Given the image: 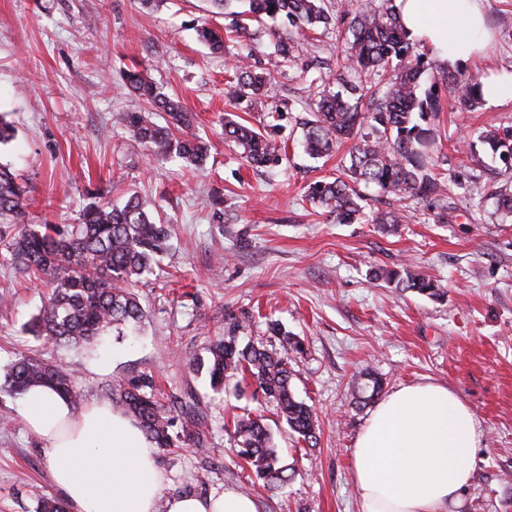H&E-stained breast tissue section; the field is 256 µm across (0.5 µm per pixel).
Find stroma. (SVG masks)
I'll list each match as a JSON object with an SVG mask.
<instances>
[{
	"label": "stroma",
	"mask_w": 512,
	"mask_h": 512,
	"mask_svg": "<svg viewBox=\"0 0 512 512\" xmlns=\"http://www.w3.org/2000/svg\"><path fill=\"white\" fill-rule=\"evenodd\" d=\"M482 5L494 41L461 74H511L512 0ZM204 21L220 32L230 24L211 0H165L153 12L139 0H0V113L16 129L0 162L33 191L30 223L62 230L89 201L120 204L136 190L176 228L163 275L134 286L142 326L78 349L27 333L47 289L0 265V369L23 352L62 361L89 404L111 399L114 380L141 372L159 380L165 404L196 398L202 445L158 453L172 493L246 484L251 470L231 451L233 421L264 414L296 474L283 489L257 493L261 512H358L352 448L370 410L355 404L351 385L362 370L381 377L387 393L441 384L471 407L482 434L472 481L449 512H512V223L487 198L491 158L470 138L512 126V101L467 112L439 73L426 74L442 106L436 171L455 184L447 222L421 204L394 232L340 224L304 199L310 183L334 176L340 158L314 159L300 146L307 100L296 68L255 22L254 38L229 37L225 53H211L195 31ZM247 51L273 76L280 115L226 104L229 63ZM147 65L163 93L195 113L211 145L203 168L155 158L115 125L118 112L148 110L122 87L125 70ZM228 110L256 127L275 125L287 161L264 173L248 168L224 141ZM212 195L224 198L226 224L203 204ZM394 265L425 271L443 299L370 281V270ZM229 313L243 323L241 339L263 337L272 318L301 340L290 355L292 389L315 408L317 446L298 440L254 383L217 394L188 367L223 333ZM18 408L0 396V415L11 419L0 428V512H34L30 487L52 489L45 446Z\"/></svg>",
	"instance_id": "obj_1"
}]
</instances>
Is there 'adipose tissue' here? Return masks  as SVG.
<instances>
[{"instance_id":"adipose-tissue-1","label":"adipose tissue","mask_w":512,"mask_h":512,"mask_svg":"<svg viewBox=\"0 0 512 512\" xmlns=\"http://www.w3.org/2000/svg\"><path fill=\"white\" fill-rule=\"evenodd\" d=\"M411 39L457 69L490 39L482 0H395ZM19 412L45 444L55 493L67 512H260L256 498L224 488L166 494L155 446L131 418L97 401L75 412L69 399L35 386ZM481 433L471 408L433 382L389 392L353 448L360 512H448L471 481Z\"/></svg>"}]
</instances>
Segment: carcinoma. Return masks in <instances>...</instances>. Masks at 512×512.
Segmentation results:
<instances>
[{
	"label": "carcinoma",
	"instance_id": "obj_1",
	"mask_svg": "<svg viewBox=\"0 0 512 512\" xmlns=\"http://www.w3.org/2000/svg\"><path fill=\"white\" fill-rule=\"evenodd\" d=\"M232 16L234 31L247 35L246 21L281 19L291 30L275 31L276 52L287 62L304 56L294 32L307 27H340L351 16L343 54L336 59V83L330 77L309 84L312 106L303 119V148L314 157L327 156L345 142L351 143L349 161L336 177L309 185L306 199L328 209L336 222L362 220L387 230L404 221L400 210L363 212L360 185H376L381 195L394 196L405 207L427 202L448 213V186L433 172L432 149L436 131L432 119L439 108L433 89L422 88L431 69L443 74L458 93L461 106L474 111L483 104L479 77L459 78L453 71L417 49L395 12L393 0H371L364 9L348 0L350 9L330 13L327 0H248V9L231 10L234 0H211ZM201 41L219 52L222 37L207 25L197 28ZM241 55L226 94L237 103L273 111L270 74ZM127 93L167 115L166 124L153 122L143 112H122L117 122L153 155L175 158L186 167L198 168L206 160L208 146L195 132L196 119L177 100L167 97L148 73L136 68L123 74ZM224 136L241 150V157L255 169L274 168L283 161L282 147L265 128L248 126L224 118ZM478 139L491 154L512 168V129L480 132ZM29 185L10 167L0 165V263L22 275L43 282L48 291L43 305L27 324L29 332L49 343L78 348L91 345L118 326L136 325L144 318L139 298L131 284L160 267V256L173 237L174 226L154 217L155 201L130 195L121 206L88 204L80 222L58 232L48 224L27 222L32 205ZM496 212L512 220V181L489 192ZM371 279L402 291L412 290L433 299L442 289L429 275L406 267H378ZM239 322L205 348L206 356H195L190 365L205 372L211 389L224 391L227 381L248 375L264 397L273 402L288 427L311 444L317 441L318 424L312 408L295 399L291 391L289 351L300 350L299 342L276 320L266 323V332L279 348L257 342L240 344L235 336ZM33 386H47L80 404L73 374L60 364H51L22 354L0 373V391L17 397ZM381 390V380L365 373L355 386L357 401L366 405ZM112 407L131 417L159 448H184L203 442L202 416L197 403H181L172 415L159 401L152 375L141 373L120 380L112 387ZM234 452L254 470L262 488L278 490L288 484L291 467L284 464L262 416L234 421ZM35 512H65L62 500L42 489L32 491Z\"/></svg>",
	"mask_w": 512,
	"mask_h": 512
}]
</instances>
